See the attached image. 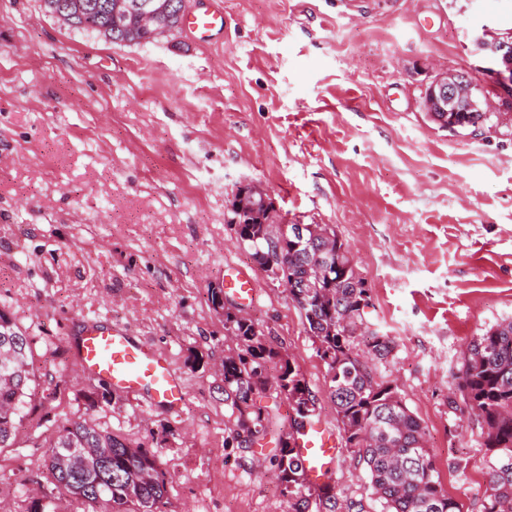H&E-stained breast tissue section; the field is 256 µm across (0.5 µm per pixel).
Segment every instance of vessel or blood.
<instances>
[{
    "label": "vessel or blood",
    "mask_w": 512,
    "mask_h": 512,
    "mask_svg": "<svg viewBox=\"0 0 512 512\" xmlns=\"http://www.w3.org/2000/svg\"><path fill=\"white\" fill-rule=\"evenodd\" d=\"M183 27L202 39L223 36L224 9L191 8ZM226 289L247 304L258 296L253 279L240 271L230 276ZM74 358L85 377L108 385L113 392L142 397L172 411L179 410L185 401V385L169 359L125 327L85 324L75 341ZM299 446L300 462L313 483L331 477L338 454L334 432L314 425L300 438Z\"/></svg>",
    "instance_id": "1"
}]
</instances>
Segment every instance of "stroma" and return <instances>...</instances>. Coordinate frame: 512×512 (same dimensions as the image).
Returning <instances> with one entry per match:
<instances>
[{"instance_id":"stroma-1","label":"stroma","mask_w":512,"mask_h":512,"mask_svg":"<svg viewBox=\"0 0 512 512\" xmlns=\"http://www.w3.org/2000/svg\"><path fill=\"white\" fill-rule=\"evenodd\" d=\"M224 37L182 31L114 44L43 0H0V310L30 340V408L0 450V512L51 488L46 458L84 418L156 452L167 512H287L273 444L245 449L224 399L233 344L209 301L236 269L250 317L293 354L320 422L338 430L326 367L284 284L232 228L236 189L269 190L288 224H327L394 339L371 361L427 430L443 489L483 512L495 460L458 390L472 341L512 319V117L490 98L472 131L431 122L424 87L446 69L485 85L482 32L512 33V0H222ZM88 322L120 324L187 384L179 412L85 378ZM465 472L449 475L453 459ZM339 495L370 497L340 450ZM225 287L233 297L244 303L253 304L256 302L258 296L256 285L249 275L241 271H237L236 274L231 275L226 281Z\"/></svg>"}]
</instances>
